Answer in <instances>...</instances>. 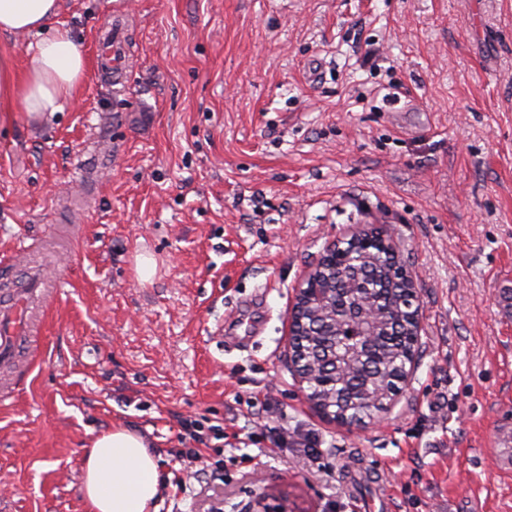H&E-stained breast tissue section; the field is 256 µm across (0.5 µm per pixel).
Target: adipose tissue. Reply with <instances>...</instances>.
Masks as SVG:
<instances>
[{"label": "adipose tissue", "mask_w": 512, "mask_h": 512, "mask_svg": "<svg viewBox=\"0 0 512 512\" xmlns=\"http://www.w3.org/2000/svg\"><path fill=\"white\" fill-rule=\"evenodd\" d=\"M58 8L59 0H0V34L40 37L26 70L0 54V112L18 106L39 117L76 97L87 59L71 29L56 23ZM84 471L90 512H159L161 468L145 434L124 426L100 434L86 450Z\"/></svg>", "instance_id": "adipose-tissue-1"}]
</instances>
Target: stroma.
I'll return each instance as SVG.
<instances>
[{"label":"stroma","instance_id":"stroma-1","mask_svg":"<svg viewBox=\"0 0 512 512\" xmlns=\"http://www.w3.org/2000/svg\"><path fill=\"white\" fill-rule=\"evenodd\" d=\"M121 18L115 86L96 44ZM57 20L87 58L75 100L0 123V285L54 282L28 302L36 353L0 364V512H86L85 451L118 424L186 484L159 512H512V0H60ZM369 224L394 228L422 331L351 431L300 392L287 317ZM185 418L224 428L214 482L178 455Z\"/></svg>","mask_w":512,"mask_h":512}]
</instances>
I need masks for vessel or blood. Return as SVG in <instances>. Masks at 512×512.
I'll use <instances>...</instances> for the list:
<instances>
[{
  "label": "vessel or blood",
  "mask_w": 512,
  "mask_h": 512,
  "mask_svg": "<svg viewBox=\"0 0 512 512\" xmlns=\"http://www.w3.org/2000/svg\"><path fill=\"white\" fill-rule=\"evenodd\" d=\"M100 66L116 80L126 76L124 67L125 45L120 36L106 34L101 42ZM42 273H33L25 287L13 290L0 298V360L7 362L19 355L29 338L36 333V325L27 309L30 289L47 287Z\"/></svg>",
  "instance_id": "vessel-or-blood-1"
}]
</instances>
